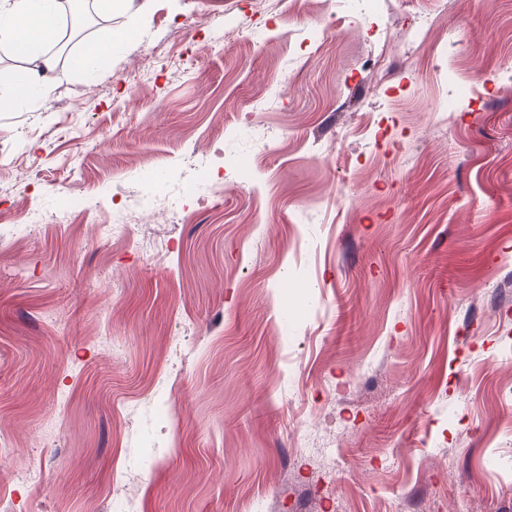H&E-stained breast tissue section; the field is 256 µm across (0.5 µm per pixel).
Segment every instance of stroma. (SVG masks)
I'll list each match as a JSON object with an SVG mask.
<instances>
[{"label": "stroma", "mask_w": 512, "mask_h": 512, "mask_svg": "<svg viewBox=\"0 0 512 512\" xmlns=\"http://www.w3.org/2000/svg\"><path fill=\"white\" fill-rule=\"evenodd\" d=\"M331 2L133 0L0 112V512H512V0ZM130 36V31L121 30L113 32L104 42L88 46L79 58L81 69L88 73L98 74L102 68L103 60L111 55L112 48L128 39Z\"/></svg>", "instance_id": "35a3bbf8"}]
</instances>
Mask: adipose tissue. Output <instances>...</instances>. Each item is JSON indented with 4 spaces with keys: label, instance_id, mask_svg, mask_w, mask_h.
Returning a JSON list of instances; mask_svg holds the SVG:
<instances>
[{
    "label": "adipose tissue",
    "instance_id": "adipose-tissue-1",
    "mask_svg": "<svg viewBox=\"0 0 512 512\" xmlns=\"http://www.w3.org/2000/svg\"><path fill=\"white\" fill-rule=\"evenodd\" d=\"M61 0H0V43L10 44L17 53L38 54L60 35ZM43 72L29 69L0 70V102L13 104L30 97L48 102L51 87L47 74L54 68L52 58L42 60Z\"/></svg>",
    "mask_w": 512,
    "mask_h": 512
}]
</instances>
